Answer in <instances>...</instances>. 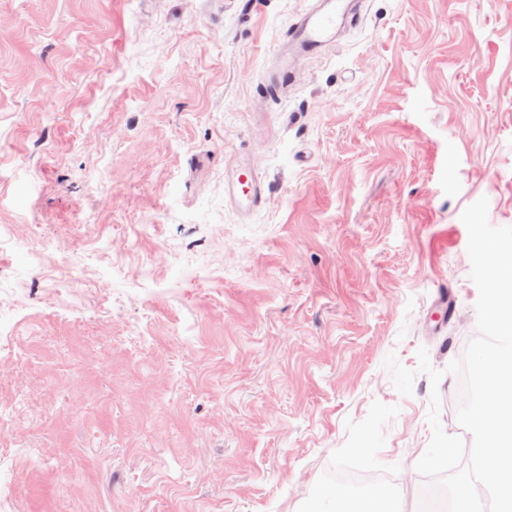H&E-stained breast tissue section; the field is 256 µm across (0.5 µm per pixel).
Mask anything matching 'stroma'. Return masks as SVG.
Returning <instances> with one entry per match:
<instances>
[{
    "mask_svg": "<svg viewBox=\"0 0 512 512\" xmlns=\"http://www.w3.org/2000/svg\"><path fill=\"white\" fill-rule=\"evenodd\" d=\"M313 3L0 0V512H316L349 472L409 506L422 347L471 443L445 368L461 214L512 226V0H357L270 91ZM269 187L244 156L235 159L224 181V195L243 217L256 212L267 200Z\"/></svg>",
    "mask_w": 512,
    "mask_h": 512,
    "instance_id": "stroma-1",
    "label": "stroma"
}]
</instances>
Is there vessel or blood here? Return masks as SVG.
Returning a JSON list of instances; mask_svg holds the SVG:
<instances>
[{
  "mask_svg": "<svg viewBox=\"0 0 512 512\" xmlns=\"http://www.w3.org/2000/svg\"><path fill=\"white\" fill-rule=\"evenodd\" d=\"M352 11L351 0H318L292 23L281 47L285 53L319 54L332 40L338 21ZM268 186L246 157L235 159L227 172L224 194L242 216H250L267 200Z\"/></svg>",
  "mask_w": 512,
  "mask_h": 512,
  "instance_id": "obj_1",
  "label": "vessel or blood"
}]
</instances>
